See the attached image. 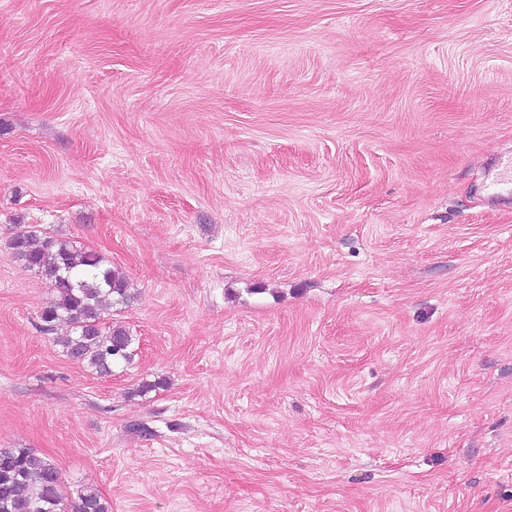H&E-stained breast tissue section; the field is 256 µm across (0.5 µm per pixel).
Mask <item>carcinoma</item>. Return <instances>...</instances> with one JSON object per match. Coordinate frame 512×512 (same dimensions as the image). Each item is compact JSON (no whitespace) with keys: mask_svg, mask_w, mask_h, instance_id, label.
<instances>
[{"mask_svg":"<svg viewBox=\"0 0 512 512\" xmlns=\"http://www.w3.org/2000/svg\"><path fill=\"white\" fill-rule=\"evenodd\" d=\"M9 247L51 289L39 329L53 334L61 325L68 327L57 338L66 357L101 375L132 360L135 338L125 327L105 322L113 306L131 299L123 272L107 265L101 254L31 226L17 232ZM63 507V480L56 465L29 448H0V512H63ZM73 512H112V507L96 488L86 486L78 492Z\"/></svg>","mask_w":512,"mask_h":512,"instance_id":"carcinoma-1","label":"carcinoma"}]
</instances>
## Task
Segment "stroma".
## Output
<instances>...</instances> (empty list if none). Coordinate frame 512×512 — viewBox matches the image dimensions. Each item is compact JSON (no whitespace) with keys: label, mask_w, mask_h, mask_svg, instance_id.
<instances>
[{"label":"stroma","mask_w":512,"mask_h":512,"mask_svg":"<svg viewBox=\"0 0 512 512\" xmlns=\"http://www.w3.org/2000/svg\"><path fill=\"white\" fill-rule=\"evenodd\" d=\"M508 148L512 0H0V448L112 512H512ZM28 224L132 363L40 331ZM486 199L499 205L512 204V153L501 154L483 177ZM34 228L17 232L9 247L53 294L40 313V331L54 334L66 325L65 336L57 338L64 355L98 374H111L112 366L129 363L135 338L124 326H107L104 319L114 305L131 299L123 272L97 252Z\"/></svg>","instance_id":"stroma-1"}]
</instances>
